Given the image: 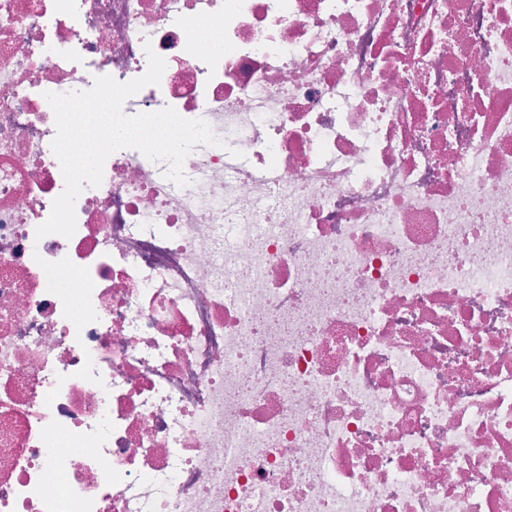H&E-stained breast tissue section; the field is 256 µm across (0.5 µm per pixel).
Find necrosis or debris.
I'll return each mask as SVG.
<instances>
[{"instance_id": "obj_1", "label": "necrosis or debris", "mask_w": 512, "mask_h": 512, "mask_svg": "<svg viewBox=\"0 0 512 512\" xmlns=\"http://www.w3.org/2000/svg\"><path fill=\"white\" fill-rule=\"evenodd\" d=\"M0 512H512V0H0Z\"/></svg>"}]
</instances>
